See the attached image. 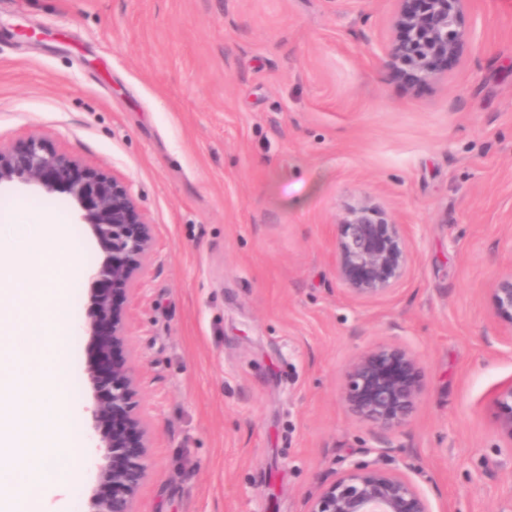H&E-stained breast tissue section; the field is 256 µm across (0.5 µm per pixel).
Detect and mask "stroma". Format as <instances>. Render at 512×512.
<instances>
[{
  "instance_id": "obj_1",
  "label": "stroma",
  "mask_w": 512,
  "mask_h": 512,
  "mask_svg": "<svg viewBox=\"0 0 512 512\" xmlns=\"http://www.w3.org/2000/svg\"><path fill=\"white\" fill-rule=\"evenodd\" d=\"M395 0H0V143L47 139L121 176L157 252L126 303L138 409L153 431L137 512H304L337 473L386 459L434 512H512L494 389L512 344L490 288L512 272V0H468L447 76L386 64ZM402 225L391 294L348 295L336 226L359 205ZM47 209L98 250L65 197L0 192L15 241ZM419 356L401 431L348 412L367 346ZM68 403L92 400L87 336ZM102 459L82 450L66 512Z\"/></svg>"
}]
</instances>
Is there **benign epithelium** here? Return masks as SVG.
<instances>
[{"label": "benign epithelium", "instance_id": "benign-epithelium-1", "mask_svg": "<svg viewBox=\"0 0 512 512\" xmlns=\"http://www.w3.org/2000/svg\"><path fill=\"white\" fill-rule=\"evenodd\" d=\"M397 36L388 49L394 74L414 87L438 79L460 61L469 41L467 0H395ZM28 187L44 198L64 194L77 223L84 225L102 257L89 275L91 307L84 331L96 358L87 370L93 391L85 407L94 422L93 447L103 452L90 512H135L148 474L150 432L138 412L137 369L126 353L124 303L138 289L155 254L156 240L128 184L31 136L0 144V189ZM336 273L345 290L372 299L396 289L410 253L402 225L362 205L336 230ZM493 313L508 327L512 344V273L491 288ZM425 392L424 369L407 345L381 342L346 366L341 398L349 411L379 433L404 428ZM497 430L512 449V381L494 391ZM306 512H433L428 496L406 473L377 463H358L324 485Z\"/></svg>", "mask_w": 512, "mask_h": 512}]
</instances>
